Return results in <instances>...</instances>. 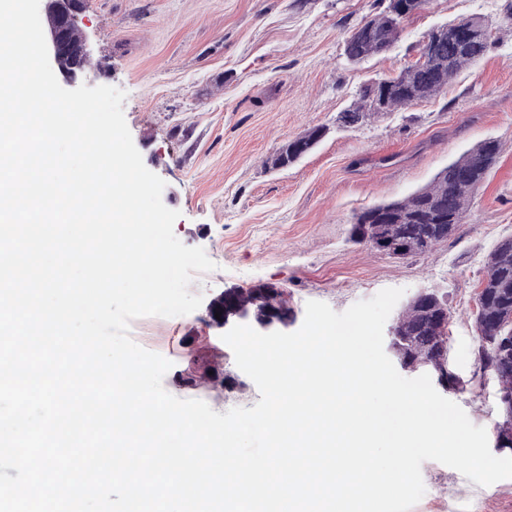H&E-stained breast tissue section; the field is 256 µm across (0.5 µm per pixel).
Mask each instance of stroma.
Listing matches in <instances>:
<instances>
[{"label":"stroma","mask_w":512,"mask_h":512,"mask_svg":"<svg viewBox=\"0 0 512 512\" xmlns=\"http://www.w3.org/2000/svg\"><path fill=\"white\" fill-rule=\"evenodd\" d=\"M512 0H427L388 53L349 64L350 31L379 0H83L91 47L83 79L125 91L124 117L145 166L166 183L163 203L185 245L216 270L195 274L203 305L185 316L133 320L132 339L172 366L163 386L214 411L250 408L254 382L236 365L207 305L230 288H280L297 319L317 300L342 312L386 288L435 291L448 303L449 358L465 386L448 392L475 425L494 432L501 384L481 370L474 326L487 259L512 237ZM481 15L492 47L437 96L342 129L358 89L415 62L434 27ZM325 135L285 168L271 159L289 140ZM498 140L497 164L454 235L397 259L349 239L355 215L430 184L477 142ZM219 370L230 384L214 381ZM411 512H512V479L480 486L435 461Z\"/></svg>","instance_id":"35a3bbf8"}]
</instances>
